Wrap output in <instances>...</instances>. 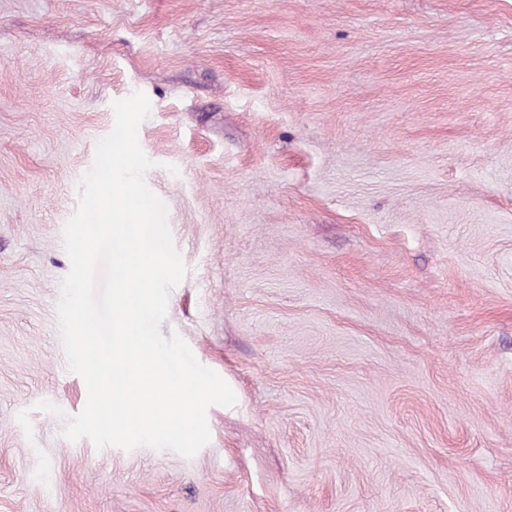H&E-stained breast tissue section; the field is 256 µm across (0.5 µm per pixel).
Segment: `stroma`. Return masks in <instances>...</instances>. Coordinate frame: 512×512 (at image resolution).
<instances>
[{"label":"stroma","mask_w":512,"mask_h":512,"mask_svg":"<svg viewBox=\"0 0 512 512\" xmlns=\"http://www.w3.org/2000/svg\"><path fill=\"white\" fill-rule=\"evenodd\" d=\"M210 441L65 439L63 228L112 103ZM0 512H512V0H0Z\"/></svg>","instance_id":"stroma-1"}]
</instances>
